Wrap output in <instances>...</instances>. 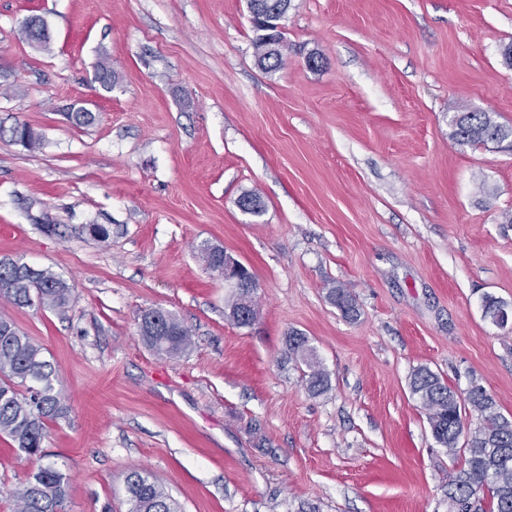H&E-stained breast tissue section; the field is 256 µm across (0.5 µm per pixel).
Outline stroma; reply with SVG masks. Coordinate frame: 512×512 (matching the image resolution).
Segmentation results:
<instances>
[{
  "label": "stroma",
  "mask_w": 512,
  "mask_h": 512,
  "mask_svg": "<svg viewBox=\"0 0 512 512\" xmlns=\"http://www.w3.org/2000/svg\"><path fill=\"white\" fill-rule=\"evenodd\" d=\"M33 15L48 48L19 33ZM282 27L268 72L248 0H0V125L43 139H0V257L72 293L0 314L68 397L43 441L65 512H126L133 470L182 512H448L462 458L435 441L413 371L482 386L512 417V325L482 310L512 305V150L458 144L450 123L512 127V0H291ZM79 108L96 123L71 124ZM246 192L261 215L238 208ZM205 242L254 274L252 326L226 317ZM339 287L357 319L330 302ZM149 308L189 328L180 357L142 341ZM292 331L328 392L288 358ZM36 466L0 436V512ZM6 135L9 136L11 141L21 144L28 150L34 151L39 149L42 145L41 136L25 123H16L14 126L10 127L9 130L0 127V139L4 138ZM288 355L291 359L300 360L307 367L305 374L309 391L319 394L329 389L328 375L319 365L314 350L308 344V339L301 333L292 332L287 340Z\"/></svg>",
  "instance_id": "stroma-1"
}]
</instances>
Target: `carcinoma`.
I'll list each match as a JSON object with an SVG mask.
<instances>
[{"label": "carcinoma", "instance_id": "1", "mask_svg": "<svg viewBox=\"0 0 512 512\" xmlns=\"http://www.w3.org/2000/svg\"><path fill=\"white\" fill-rule=\"evenodd\" d=\"M290 0H249L253 18L265 17L273 24L286 14ZM255 55L263 69L282 66L283 54L269 50L268 31L255 28ZM22 32L41 46L49 42L42 20L33 16ZM95 79L112 88L115 75L110 63L97 64ZM453 137L459 144L502 143L512 139V127L493 120L487 112H459L453 118ZM9 137L29 150L42 145L41 136L29 125L17 123L0 127V139ZM48 308H64L71 300L67 283L49 269L38 279L25 276L18 260L0 259V298L23 307L31 297ZM330 301L347 318L357 316L355 300L345 288H337ZM139 335L155 353L170 358L183 354L191 344L190 330L173 314L163 312L138 322ZM288 355L307 367L309 391L319 394L329 389L328 375L319 365L307 337L292 332L287 340ZM427 410L435 440L452 455L461 454L464 464L448 477V512H512V419L498 411L496 401L481 386L460 397L428 368L417 369L410 382ZM477 412L480 426L463 435L462 413ZM59 375L44 356L43 348L21 332L15 323L0 316V435L8 436L21 451L36 458L38 465L26 480L9 492L14 512H64L68 481L49 454L42 450L47 424L67 416ZM127 512H178L176 502L162 484L147 473L134 470L126 477Z\"/></svg>", "mask_w": 512, "mask_h": 512}]
</instances>
